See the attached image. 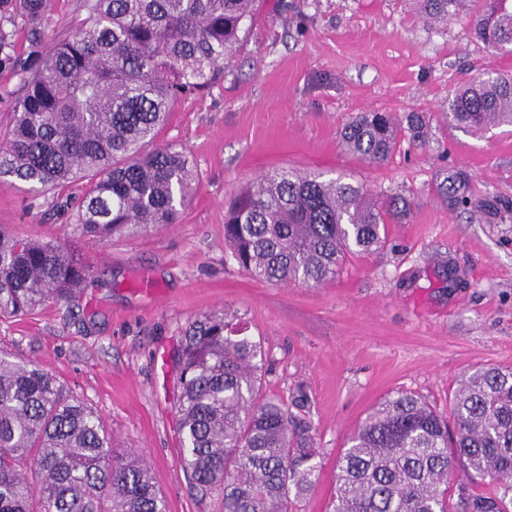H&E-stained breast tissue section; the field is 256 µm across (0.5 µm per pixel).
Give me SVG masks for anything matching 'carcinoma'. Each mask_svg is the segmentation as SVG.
I'll use <instances>...</instances> for the list:
<instances>
[{
	"mask_svg": "<svg viewBox=\"0 0 512 512\" xmlns=\"http://www.w3.org/2000/svg\"><path fill=\"white\" fill-rule=\"evenodd\" d=\"M256 0H90L89 20L42 53L46 0H0V65L21 75L22 95L0 147V177L66 198L82 233L100 243L149 225L174 224L199 176L187 154L146 149L174 101L200 94L237 54ZM426 18L457 15L465 0H421ZM481 5L474 33L512 54V0ZM31 26L28 67L11 54L9 27ZM448 120L475 132L512 123V76L464 85ZM427 115L407 126L363 112L343 131L348 151L385 161ZM386 203L343 177L296 170L257 178L231 200L224 241L239 268L266 283L318 286L348 257L386 242ZM88 271L54 241L0 227V318L70 300ZM265 354L241 318L215 311L189 323L175 355L183 435L180 465L223 512H290L315 486L313 426L262 395ZM466 480L453 481L456 470ZM481 481L488 493L475 491ZM0 512H166L137 453L115 448L99 416L36 364L0 352ZM329 512H512V366L480 367L454 393L448 415L407 393L365 417L336 459Z\"/></svg>",
	"mask_w": 512,
	"mask_h": 512,
	"instance_id": "obj_1",
	"label": "carcinoma"
}]
</instances>
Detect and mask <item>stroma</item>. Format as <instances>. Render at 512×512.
Here are the masks:
<instances>
[{
	"mask_svg": "<svg viewBox=\"0 0 512 512\" xmlns=\"http://www.w3.org/2000/svg\"><path fill=\"white\" fill-rule=\"evenodd\" d=\"M87 5L50 0L45 42L74 32ZM474 16L432 22L420 0H260L223 77L175 101L157 138L185 150L199 174L178 223L98 245L60 196L0 179V225L66 244L91 280L70 302L0 321V349L46 369L101 417L116 447L142 453L167 512L221 509L179 464L172 357L200 315L236 312L266 354L264 393L309 399L320 478L297 512H327L336 457L383 400L411 392L445 413L470 372L512 365V210L491 220L477 207L512 201V126L476 134L447 118L461 85L512 75V55L474 37ZM363 112L427 113L428 135L365 162L341 143ZM282 168L343 175L408 209L389 221L385 247L350 256L336 279L262 283L232 260L224 212L234 193ZM456 171L470 208L446 191Z\"/></svg>",
	"mask_w": 512,
	"mask_h": 512,
	"instance_id": "1",
	"label": "stroma"
}]
</instances>
